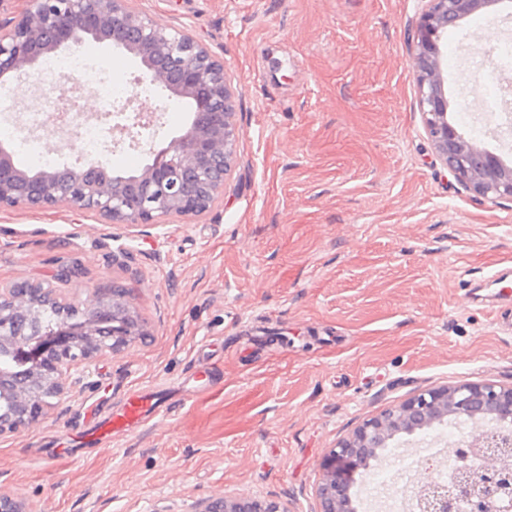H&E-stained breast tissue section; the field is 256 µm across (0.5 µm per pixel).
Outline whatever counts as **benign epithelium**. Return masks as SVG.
<instances>
[{
  "instance_id": "benign-epithelium-1",
  "label": "benign epithelium",
  "mask_w": 512,
  "mask_h": 512,
  "mask_svg": "<svg viewBox=\"0 0 512 512\" xmlns=\"http://www.w3.org/2000/svg\"><path fill=\"white\" fill-rule=\"evenodd\" d=\"M413 34L410 69L416 84L425 131L439 160L457 182L494 202L512 201V166L470 143L448 117L445 89L448 66V27L485 10L493 13L500 0H423ZM18 15L0 21V79L17 84L22 105L38 104L29 78L42 60L63 52H79L85 42L120 49L141 70L142 78L165 88L170 96L193 104L183 134L156 150L148 143L152 161L128 177H116L99 159L62 172H29L19 167L11 150L0 145V211L50 209L61 204L94 213L113 224L150 226L171 217L199 216L224 197V185L237 159L238 91L216 59L189 35L159 23L137 10L132 0H23ZM133 112L132 124L118 128L129 145L141 146L137 129L156 120L158 108L131 98L121 111ZM61 308L56 328L42 333L37 320L21 314L26 303ZM121 305L133 315L127 288H96L91 308L64 300L51 288L0 286V350L30 364L31 380L44 388H12L0 373V437L15 434L39 421L54 399L69 393L64 376L73 367L88 366L104 352L128 346V337L145 336L114 312ZM485 419L512 418V387L495 383L460 384L421 390L359 426L331 449L321 464L317 493L321 512H353L348 475L368 467L364 452L398 435L412 436L448 416ZM488 448H512V436L494 430L464 434L456 445L461 471L455 493H441L430 482L420 487L421 512H456L465 497L470 512H495L503 490L512 481L501 477L497 459H484ZM484 459L474 470L468 462ZM0 512H38L10 494L0 493ZM194 512H288L280 503L252 497L211 494Z\"/></svg>"
}]
</instances>
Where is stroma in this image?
Segmentation results:
<instances>
[{"label": "stroma", "instance_id": "35a3bbf8", "mask_svg": "<svg viewBox=\"0 0 512 512\" xmlns=\"http://www.w3.org/2000/svg\"><path fill=\"white\" fill-rule=\"evenodd\" d=\"M133 5L223 59L237 164L198 217L0 211V285L82 301L128 288L146 332L0 437V491L39 512H190L215 492L320 512V464L365 420L426 388L512 386V202L474 196L435 154L409 67L419 0ZM488 30L512 38V0L449 28L451 119L512 160V130L483 111L472 72ZM73 261L81 276L56 280ZM201 363L218 373L210 396L187 387ZM155 391L165 416L105 449L65 443Z\"/></svg>", "mask_w": 512, "mask_h": 512}]
</instances>
